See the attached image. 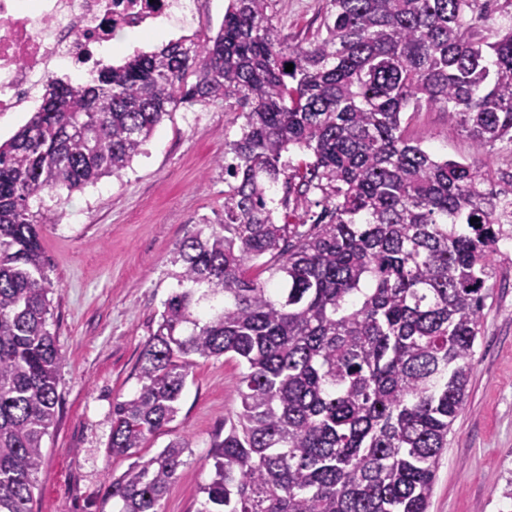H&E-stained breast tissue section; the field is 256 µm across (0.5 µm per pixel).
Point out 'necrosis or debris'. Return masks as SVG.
<instances>
[{
    "label": "necrosis or debris",
    "mask_w": 512,
    "mask_h": 512,
    "mask_svg": "<svg viewBox=\"0 0 512 512\" xmlns=\"http://www.w3.org/2000/svg\"><path fill=\"white\" fill-rule=\"evenodd\" d=\"M199 21L197 0H0V118L37 110L49 80L111 65L118 40Z\"/></svg>",
    "instance_id": "necrosis-or-debris-1"
}]
</instances>
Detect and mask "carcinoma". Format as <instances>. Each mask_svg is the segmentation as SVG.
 <instances>
[{"instance_id": "obj_1", "label": "carcinoma", "mask_w": 512, "mask_h": 512, "mask_svg": "<svg viewBox=\"0 0 512 512\" xmlns=\"http://www.w3.org/2000/svg\"><path fill=\"white\" fill-rule=\"evenodd\" d=\"M497 2L326 0L315 38L290 45L271 0H229L213 36L44 86L0 142V512H32L59 402L32 203L120 177L197 105L243 118L225 143L224 221L170 258L178 288L139 388L112 404L108 453L132 462L100 512H160L188 443L139 448L175 420L193 359L221 355L242 368L241 408L212 440L197 512H428L512 237V172L438 158L402 123L425 102L477 151L512 153V23L494 20ZM295 150L306 158L283 159ZM278 186L281 205L295 199L280 215Z\"/></svg>"}]
</instances>
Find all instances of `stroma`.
Listing matches in <instances>:
<instances>
[{
	"label": "stroma",
	"mask_w": 512,
	"mask_h": 512,
	"mask_svg": "<svg viewBox=\"0 0 512 512\" xmlns=\"http://www.w3.org/2000/svg\"><path fill=\"white\" fill-rule=\"evenodd\" d=\"M325 0H273L289 43L312 39ZM242 120L220 106L178 111L163 121L121 177L62 198L45 197L41 245L52 282L50 330L63 354L59 409L45 443L33 512H95L97 494L128 458L107 452L112 404L138 388L137 368L163 301L176 288L170 258L201 222L224 217L225 140ZM405 134L441 158L512 163V153L478 154L433 106L405 115ZM480 314L465 407L448 435L429 512H512L502 490L512 476V255L502 259ZM240 368L231 358L198 360L179 413L142 455L173 437L189 444L184 476L162 512H197L212 473L210 441L238 411Z\"/></svg>",
	"instance_id": "35a3bbf8"
}]
</instances>
